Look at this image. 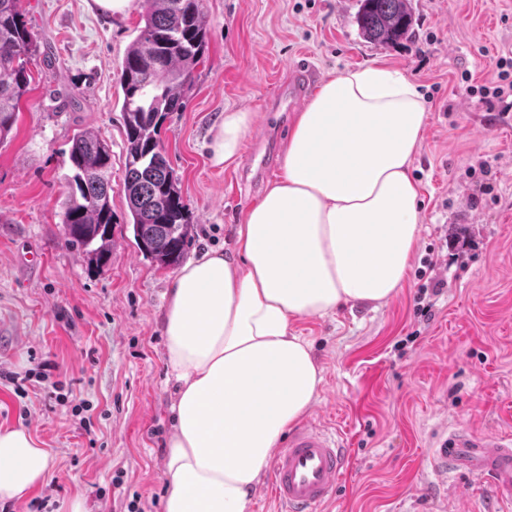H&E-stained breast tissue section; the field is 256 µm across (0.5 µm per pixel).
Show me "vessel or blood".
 <instances>
[{"instance_id":"1","label":"vessel or blood","mask_w":512,"mask_h":512,"mask_svg":"<svg viewBox=\"0 0 512 512\" xmlns=\"http://www.w3.org/2000/svg\"><path fill=\"white\" fill-rule=\"evenodd\" d=\"M430 455L440 478L455 472L490 480L501 503H512V438L488 441L469 429L450 426ZM337 432L307 421L270 460V490L281 512H318L335 493L345 469Z\"/></svg>"}]
</instances>
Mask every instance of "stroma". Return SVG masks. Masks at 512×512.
<instances>
[{
	"label": "stroma",
	"instance_id": "stroma-1",
	"mask_svg": "<svg viewBox=\"0 0 512 512\" xmlns=\"http://www.w3.org/2000/svg\"><path fill=\"white\" fill-rule=\"evenodd\" d=\"M52 65L37 64L11 137L0 145V426L29 428L49 469L0 512H163V461L175 399L164 362V294L174 274L137 250L123 191L125 129L118 72L144 0L127 16L89 0H20ZM408 39L377 43L356 24L358 0H204L208 48L182 111L160 138L178 175L188 257L232 249L244 214L278 179L291 116L271 111L276 81L308 68L311 88L381 63L423 94L429 123L411 173L422 189L421 237L399 292L383 307L344 306L295 323L322 369L306 417L336 429L348 467L320 512H486L490 482L440 481L429 455L460 423L512 436V116L482 103L499 56L512 53V0H411ZM77 99L80 109L66 104ZM273 129L266 175L242 157L209 160L227 111ZM112 150V257L91 269L66 241L62 202L74 131ZM487 161L488 172L478 171ZM492 184V193L481 191ZM436 267H429V260ZM446 282L431 320L420 285Z\"/></svg>",
	"mask_w": 512,
	"mask_h": 512
}]
</instances>
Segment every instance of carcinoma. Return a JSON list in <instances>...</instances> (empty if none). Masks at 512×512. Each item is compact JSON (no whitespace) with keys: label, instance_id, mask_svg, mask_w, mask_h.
Masks as SVG:
<instances>
[{"label":"carcinoma","instance_id":"obj_1","mask_svg":"<svg viewBox=\"0 0 512 512\" xmlns=\"http://www.w3.org/2000/svg\"><path fill=\"white\" fill-rule=\"evenodd\" d=\"M143 26L120 66L126 135L124 191L133 237L144 257L175 267L191 237L180 183L159 149L165 120L182 111L185 92L207 50L202 0H146ZM357 23L363 37L395 41L412 23L408 0H360ZM39 47L19 0H0V145L16 120L30 85ZM69 193L62 224L70 244L99 268L112 256V150L89 131L74 133L68 153Z\"/></svg>","mask_w":512,"mask_h":512}]
</instances>
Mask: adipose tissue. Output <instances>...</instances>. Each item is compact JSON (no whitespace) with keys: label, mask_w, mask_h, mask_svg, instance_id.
<instances>
[{"label":"adipose tissue","mask_w":512,"mask_h":512,"mask_svg":"<svg viewBox=\"0 0 512 512\" xmlns=\"http://www.w3.org/2000/svg\"><path fill=\"white\" fill-rule=\"evenodd\" d=\"M253 122L245 110L225 113L213 165L237 158ZM427 123L399 70L372 63L323 80L233 252L204 251L175 273L163 316L177 390L163 512H246L272 451L322 382L294 323L346 304L380 307L399 291L420 237L411 167ZM48 466L27 427H0V502L27 497Z\"/></svg>","instance_id":"adipose-tissue-1"}]
</instances>
